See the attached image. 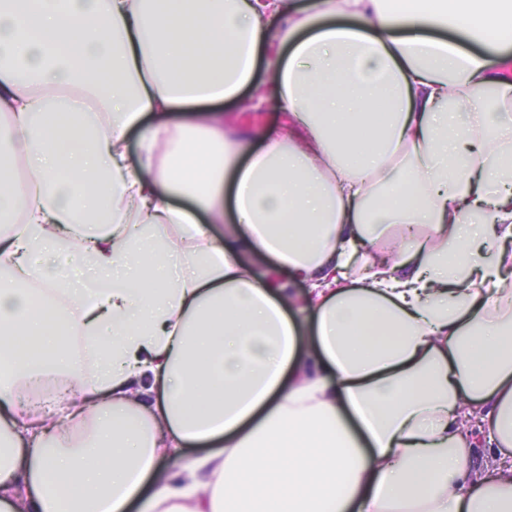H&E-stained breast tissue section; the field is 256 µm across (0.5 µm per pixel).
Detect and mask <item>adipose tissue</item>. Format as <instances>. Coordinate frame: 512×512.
Returning <instances> with one entry per match:
<instances>
[{"mask_svg": "<svg viewBox=\"0 0 512 512\" xmlns=\"http://www.w3.org/2000/svg\"><path fill=\"white\" fill-rule=\"evenodd\" d=\"M0 155V512H512V0H0ZM253 95L247 90L242 100L233 105L224 106V124L237 129L261 132L288 122V113L268 107H259L253 103Z\"/></svg>", "mask_w": 512, "mask_h": 512, "instance_id": "adipose-tissue-1", "label": "adipose tissue"}]
</instances>
